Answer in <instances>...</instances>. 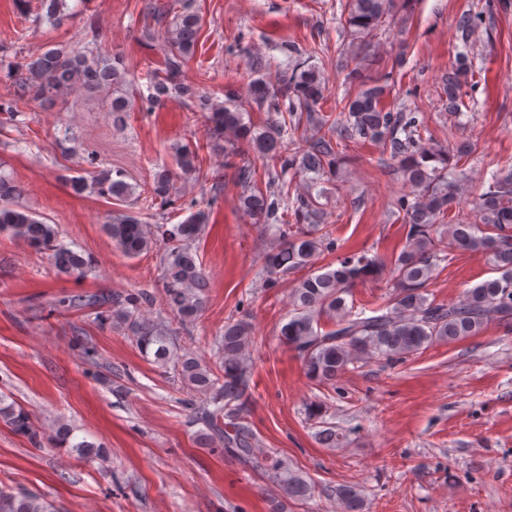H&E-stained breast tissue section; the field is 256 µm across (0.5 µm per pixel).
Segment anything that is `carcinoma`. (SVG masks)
Masks as SVG:
<instances>
[{"instance_id":"1","label":"carcinoma","mask_w":512,"mask_h":512,"mask_svg":"<svg viewBox=\"0 0 512 512\" xmlns=\"http://www.w3.org/2000/svg\"><path fill=\"white\" fill-rule=\"evenodd\" d=\"M37 18L53 25L66 17V0H38ZM171 17L165 41L163 68L150 79L146 103L161 105L178 97L198 106L205 113L214 149L225 158L247 150L264 164L281 162V168L293 170L294 176L310 173L319 178H341L348 163L346 141L359 137L378 144L397 161L401 189L409 192L397 199L399 220L407 226L402 250L385 262L357 252L338 260V266L319 267L317 261L330 246L329 230L322 222L323 213L311 191L297 198L293 211L296 224H271L270 249L262 255V271L267 281L303 270L308 274L293 282L289 305L291 317L279 330L281 342L302 359L306 376L319 385H333L358 363L390 362L419 353L437 343H453L476 336L490 323L512 320V167L499 169L483 183L484 191L472 201L469 212L452 213L468 181L461 161L469 159L476 144L461 138L447 146L433 136L425 137L418 122L404 120L384 103L387 85L366 83L358 51L352 52L354 66L345 80L359 85L357 93L346 100L336 121L330 123L320 113L328 86L306 60L294 62L286 83H273L264 77L252 80L244 95L225 94L221 104H213L198 88L183 78L184 68L196 53L202 17L192 0H174L164 6ZM394 0H347L342 25L361 45L371 42L394 20ZM479 16L463 12L456 23L457 39L463 50L448 66L443 92L448 97V111L457 112L463 104V87L474 72V57L469 48ZM7 76H17L14 91L0 100V112L17 114L34 103L43 109L82 91L98 93L107 111L129 110L127 71L120 58L105 57L85 48L66 50L50 48L21 61L0 58ZM293 131L303 130L299 140H291L294 152L283 158L286 123L277 119L283 99ZM254 103L271 117L263 124L245 120L246 105ZM176 164L184 174L197 171L196 153L186 144H175ZM237 178L243 188L240 208L253 223L276 217L268 189L258 187L256 170L240 166ZM70 188L76 194L87 190L110 199L129 195L123 174L110 169L97 171L92 180L74 177ZM177 192L174 176L161 168L153 176V194L161 202ZM19 187L9 177L0 175V232L25 241L40 253H47L61 273L84 276L92 260L58 242L56 228L15 204ZM207 215L191 214L182 223L161 230L163 251L160 268L166 283L165 305L182 322L194 320L203 307L208 280L197 264L193 244L202 235ZM112 241L121 252L135 258L157 245L151 227L131 215H123L106 224ZM478 255L490 263L495 276L467 290L455 302L429 298L428 286L439 264L451 260L453 252ZM390 273L389 295L376 308L359 310L347 297L362 281ZM138 297L127 298L126 305L110 310L106 319L114 325L130 327L134 341L143 355H153L164 366L174 362L182 382L203 396L202 419L207 432L202 440L219 442L224 450L245 462L258 465L269 461L267 472L282 495L290 500H307L314 495V485L255 444L253 434L244 424L242 402L250 389L255 344L252 325L245 318H230L224 334L217 339L220 374L201 362L193 353L171 349L167 326L149 318L136 317L128 306H137ZM327 322L330 328L321 327ZM308 419L322 425L316 432L320 444L334 448L341 441L336 428L323 421L322 403L307 404ZM0 419L15 432L36 436L29 412L13 404L0 405ZM72 432L65 423L57 425L55 441L72 446L80 458H89L98 449L86 441L70 443ZM337 512H365L361 490L345 485L336 491ZM0 512H50V504L30 495L0 493Z\"/></svg>"}]
</instances>
